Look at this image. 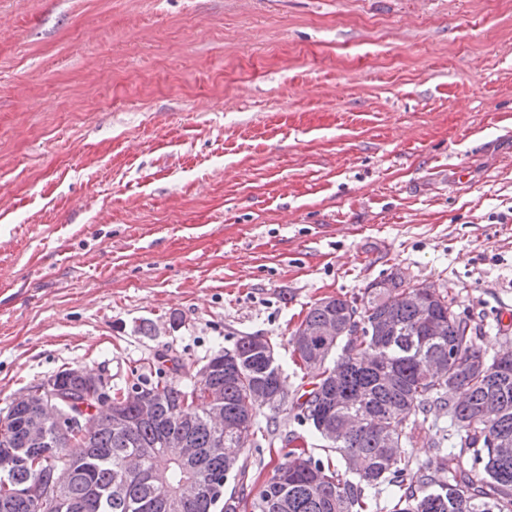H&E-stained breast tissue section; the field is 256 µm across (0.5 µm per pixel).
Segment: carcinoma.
<instances>
[{"mask_svg": "<svg viewBox=\"0 0 512 512\" xmlns=\"http://www.w3.org/2000/svg\"><path fill=\"white\" fill-rule=\"evenodd\" d=\"M424 305H409L406 293ZM336 321V335L305 345L302 329L314 330ZM443 325L434 336L431 323ZM468 316L442 285L428 292L404 272L392 271L369 282L361 296H328L315 302L293 332L289 343L299 368L312 367L317 349L331 367L319 366L311 388L292 403L293 418L310 427L344 462L361 460L355 480L343 478L332 459L307 453L304 436L277 433L276 415L283 403L267 410L265 424L252 396L263 389L284 392L274 346L255 335L241 336L232 348L210 356L204 378L182 384L157 371L151 380L132 371V380L112 390V407L130 427L115 431L103 425L87 436L68 441L66 419L51 423L44 442L28 440L26 426L36 408H10L0 421V456L22 449L6 479L0 478V512H369V491L385 486L390 512H512V352L490 356L477 343ZM430 361L445 367L444 377L429 374ZM66 400L65 412L95 405L91 386L67 368L54 375ZM463 391L458 403L448 400V388ZM216 397L226 422L244 425L248 435L269 444L290 446L288 461L278 466L254 497L230 494L216 501L185 502L181 485L197 480L224 488L229 477H245L243 448L233 462L216 447L217 431L204 402ZM339 414H354L361 424L345 438L328 435ZM433 418L430 445L438 458L434 469L413 459L414 426ZM183 435L198 449L196 467L170 461L164 437ZM142 457L145 475L122 469L127 454ZM69 464L73 476L63 493L36 510L23 489L39 483L51 486L52 462Z\"/></svg>", "mask_w": 512, "mask_h": 512, "instance_id": "1", "label": "carcinoma"}]
</instances>
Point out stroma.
Instances as JSON below:
<instances>
[{
	"mask_svg": "<svg viewBox=\"0 0 512 512\" xmlns=\"http://www.w3.org/2000/svg\"><path fill=\"white\" fill-rule=\"evenodd\" d=\"M512 0H0V411L393 270L512 349ZM245 492L284 462L247 441Z\"/></svg>",
	"mask_w": 512,
	"mask_h": 512,
	"instance_id": "stroma-1",
	"label": "stroma"
}]
</instances>
